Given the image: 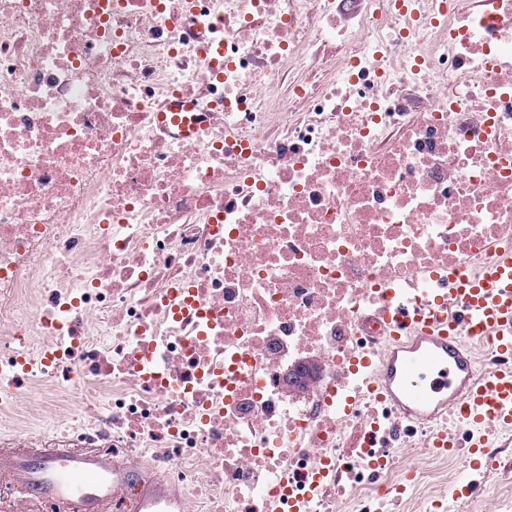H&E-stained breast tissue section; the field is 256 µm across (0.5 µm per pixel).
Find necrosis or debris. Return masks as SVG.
I'll use <instances>...</instances> for the list:
<instances>
[{
	"mask_svg": "<svg viewBox=\"0 0 512 512\" xmlns=\"http://www.w3.org/2000/svg\"><path fill=\"white\" fill-rule=\"evenodd\" d=\"M507 247L512 0H0V398L73 413L1 448L116 449L185 512H422L458 459L352 359ZM487 452L462 512L512 504Z\"/></svg>",
	"mask_w": 512,
	"mask_h": 512,
	"instance_id": "necrosis-or-debris-1",
	"label": "necrosis or debris"
}]
</instances>
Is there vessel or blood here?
<instances>
[{
    "label": "vessel or blood",
    "instance_id": "1",
    "mask_svg": "<svg viewBox=\"0 0 512 512\" xmlns=\"http://www.w3.org/2000/svg\"><path fill=\"white\" fill-rule=\"evenodd\" d=\"M429 294V309L405 306L387 318L401 340L387 360L377 366L365 357L361 364L372 369L378 398L408 421L430 424L449 413L455 426L437 433L436 447L464 440L484 447L488 419L512 429V252H499L479 276L449 273ZM485 336L495 337L502 362L483 378L472 346ZM0 473L20 496L56 512H173L178 505L162 480L134 473L108 448H1ZM128 486L135 489L130 498L122 494Z\"/></svg>",
    "mask_w": 512,
    "mask_h": 512
}]
</instances>
